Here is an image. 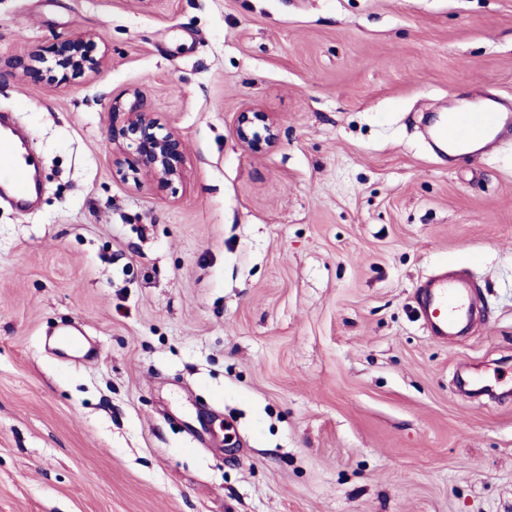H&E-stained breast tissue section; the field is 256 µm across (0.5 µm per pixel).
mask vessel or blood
Returning a JSON list of instances; mask_svg holds the SVG:
<instances>
[{
    "label": "vessel or blood",
    "mask_w": 512,
    "mask_h": 512,
    "mask_svg": "<svg viewBox=\"0 0 512 512\" xmlns=\"http://www.w3.org/2000/svg\"><path fill=\"white\" fill-rule=\"evenodd\" d=\"M512 129V103L489 95L484 108L452 113L434 128L429 142L435 154L455 156L466 153L481 156L499 146L506 131ZM0 184L5 199L16 207L28 204L32 193V163L21 153L14 139L0 140ZM474 283L465 269L440 268L427 276L417 291V306L424 327L431 336L447 341L471 331L477 315L473 307ZM51 346L67 347L76 358L91 360L95 349L79 325L70 324L50 336Z\"/></svg>",
    "instance_id": "b4317fda"
}]
</instances>
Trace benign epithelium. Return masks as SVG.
<instances>
[{
	"instance_id": "1",
	"label": "benign epithelium",
	"mask_w": 512,
	"mask_h": 512,
	"mask_svg": "<svg viewBox=\"0 0 512 512\" xmlns=\"http://www.w3.org/2000/svg\"><path fill=\"white\" fill-rule=\"evenodd\" d=\"M91 35L83 34L66 39L56 46L55 66L65 74L83 76L97 72L106 63L102 57L93 58L84 52ZM47 58L36 48H30L10 60L11 69L35 77ZM130 106L116 99L112 102V127L108 139L112 144L113 162L127 166L132 172L141 171L152 179L172 184L184 177V148L174 131L162 126L142 104L139 94L130 92ZM235 134L241 146L250 152H261L278 137V126L268 113L246 110L239 113Z\"/></svg>"
}]
</instances>
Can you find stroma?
Here are the masks:
<instances>
[{
	"label": "stroma",
	"mask_w": 512,
	"mask_h": 512,
	"mask_svg": "<svg viewBox=\"0 0 512 512\" xmlns=\"http://www.w3.org/2000/svg\"><path fill=\"white\" fill-rule=\"evenodd\" d=\"M84 33L97 74L8 67ZM133 88L182 181L113 164ZM492 91L512 0H0L43 184L0 208V512H512V136L423 135ZM442 266L483 316L448 342L415 303ZM66 323L96 359L46 348ZM278 133L277 124L266 112L246 110L238 115L235 134L247 151H263L276 141Z\"/></svg>",
	"instance_id": "obj_1"
}]
</instances>
